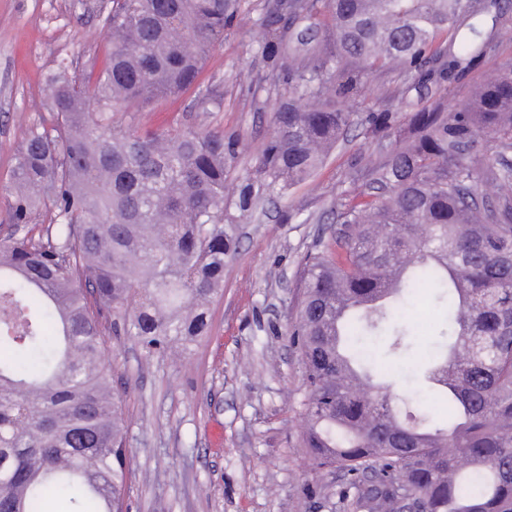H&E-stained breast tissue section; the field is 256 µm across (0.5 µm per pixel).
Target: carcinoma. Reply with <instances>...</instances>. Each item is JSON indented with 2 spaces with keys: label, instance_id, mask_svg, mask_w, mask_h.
<instances>
[{
  "label": "carcinoma",
  "instance_id": "obj_1",
  "mask_svg": "<svg viewBox=\"0 0 512 512\" xmlns=\"http://www.w3.org/2000/svg\"><path fill=\"white\" fill-rule=\"evenodd\" d=\"M239 0H112L110 58L93 79L63 63L47 78L50 119L12 168V224L0 235V512H123L127 424L104 338L164 352L208 333L207 306L233 245L224 223V132L141 136L119 109L193 86ZM332 19L320 42L291 31ZM482 14L468 0H272L257 20L267 77L288 84L276 132L238 187L245 217L266 194L309 179L347 126L336 93L368 72L422 81L466 71L482 23L457 52L439 32ZM397 123L371 112L365 132ZM501 152L487 158L480 138ZM512 69L456 106L408 117L402 146L369 169L350 204L303 258L288 336L302 362L308 475L341 471L346 512H512ZM44 209L40 223L34 215ZM444 303L440 340L406 394L357 336L411 349L406 306Z\"/></svg>",
  "mask_w": 512,
  "mask_h": 512
}]
</instances>
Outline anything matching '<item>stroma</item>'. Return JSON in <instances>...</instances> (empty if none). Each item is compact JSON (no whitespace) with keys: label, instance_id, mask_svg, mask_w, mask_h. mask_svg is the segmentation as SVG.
<instances>
[{"label":"stroma","instance_id":"obj_1","mask_svg":"<svg viewBox=\"0 0 512 512\" xmlns=\"http://www.w3.org/2000/svg\"><path fill=\"white\" fill-rule=\"evenodd\" d=\"M267 0H240L197 82L185 93L139 109L116 123L139 134L205 127L239 137L245 148L225 159L236 187L252 174L275 133L273 114L288 96L262 70L255 20ZM110 0H0V225L10 220L8 190L16 148L46 111V78L60 61L99 71L108 48L103 18ZM489 45L457 79L418 82L376 70L364 95L335 98L350 123L306 182L262 199L227 230L236 248L224 263V287L209 304L210 331L188 346L153 355L126 336L107 337L112 388L127 417V512H334L320 485L345 488L344 474L308 476L300 447L304 396L300 353L288 325L301 295V263L344 205L366 191L367 165L390 152L395 136L373 138L361 125L383 109L407 115L453 105L512 67V41L486 26ZM414 343L391 370L395 382L414 370L444 315L439 306L414 317Z\"/></svg>","mask_w":512,"mask_h":512}]
</instances>
